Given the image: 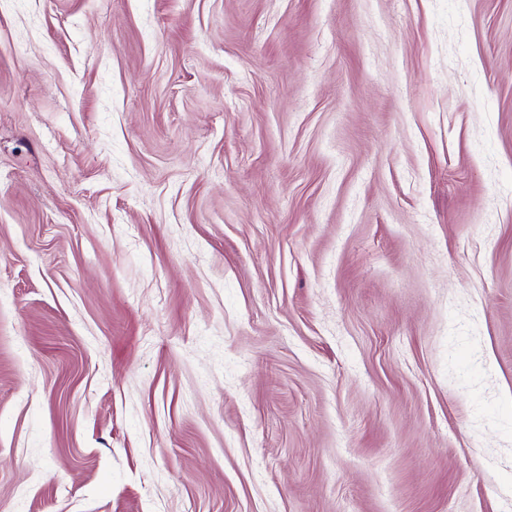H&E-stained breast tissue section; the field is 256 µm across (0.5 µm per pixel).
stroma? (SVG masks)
I'll return each mask as SVG.
<instances>
[{
  "instance_id": "35a3bbf8",
  "label": "stroma",
  "mask_w": 512,
  "mask_h": 512,
  "mask_svg": "<svg viewBox=\"0 0 512 512\" xmlns=\"http://www.w3.org/2000/svg\"><path fill=\"white\" fill-rule=\"evenodd\" d=\"M512 0H0V512H512Z\"/></svg>"
}]
</instances>
